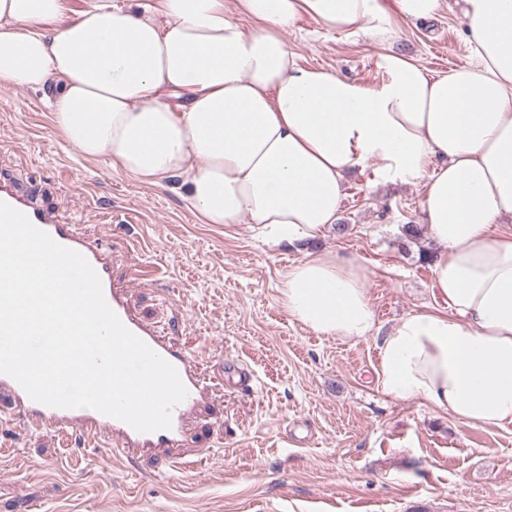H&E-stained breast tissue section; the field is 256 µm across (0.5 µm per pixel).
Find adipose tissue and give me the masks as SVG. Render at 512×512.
<instances>
[{
    "instance_id": "1",
    "label": "adipose tissue",
    "mask_w": 512,
    "mask_h": 512,
    "mask_svg": "<svg viewBox=\"0 0 512 512\" xmlns=\"http://www.w3.org/2000/svg\"><path fill=\"white\" fill-rule=\"evenodd\" d=\"M0 0V88L49 90L66 144L141 182L180 179L203 224L250 220L291 246L335 224L347 174L423 183L433 286L447 311L400 318L375 370L390 399H421L469 427L512 425V0H462L475 60L431 74L387 54L378 88L300 65L285 34L302 18L386 39L395 19L442 0ZM248 18L252 28L240 20ZM359 257L332 250L288 266L281 303L317 335L377 329Z\"/></svg>"
}]
</instances>
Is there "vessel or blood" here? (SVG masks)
I'll return each instance as SVG.
<instances>
[{
    "label": "vessel or blood",
    "instance_id": "vessel-or-blood-1",
    "mask_svg": "<svg viewBox=\"0 0 512 512\" xmlns=\"http://www.w3.org/2000/svg\"><path fill=\"white\" fill-rule=\"evenodd\" d=\"M0 201L23 212L37 228L87 259L100 277L107 303L121 322L176 368L188 390L185 400L172 411L170 429L149 433L138 432L127 423L91 408H54L38 403L14 379L4 374H0V410L18 415L23 425L31 431L49 427L63 432L106 435L113 452L129 459L141 452L179 447L185 438L192 413L209 392L205 379L198 371L195 353L176 346L162 332L145 324L132 312L125 290L116 287L113 282L110 250L80 233L75 225L61 223L56 215L35 206L26 196L9 186L0 184Z\"/></svg>",
    "mask_w": 512,
    "mask_h": 512
}]
</instances>
